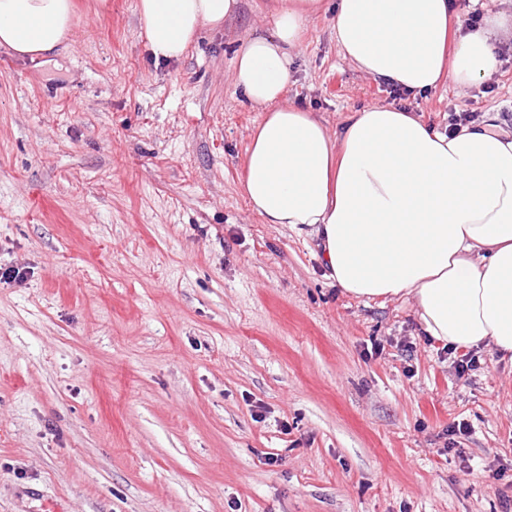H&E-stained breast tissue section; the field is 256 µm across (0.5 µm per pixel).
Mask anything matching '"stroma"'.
I'll return each mask as SVG.
<instances>
[{"mask_svg":"<svg viewBox=\"0 0 512 512\" xmlns=\"http://www.w3.org/2000/svg\"><path fill=\"white\" fill-rule=\"evenodd\" d=\"M73 2L51 55L0 47V266L27 271L0 284V512H512V363L459 376L410 302L343 294L243 194L264 112L235 49L269 0L170 62L138 0ZM323 2L285 99L329 134L373 105L512 129V39L488 78L400 94Z\"/></svg>","mask_w":512,"mask_h":512,"instance_id":"stroma-1","label":"stroma"}]
</instances>
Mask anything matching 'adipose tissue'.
<instances>
[{
	"label": "adipose tissue",
	"instance_id": "ef3b65f1",
	"mask_svg": "<svg viewBox=\"0 0 512 512\" xmlns=\"http://www.w3.org/2000/svg\"><path fill=\"white\" fill-rule=\"evenodd\" d=\"M239 0H139L155 59L180 58ZM322 0H276L270 31L235 52L234 81L268 113L247 148L241 184L268 224L316 241L327 279L356 299L411 301L423 335L512 358V135L497 113L443 133L411 112L374 105L337 136L283 98L289 52ZM451 0H337L342 57L373 79L420 93L497 69L512 16L486 13L450 33ZM72 0H0V46L33 60L67 42Z\"/></svg>",
	"mask_w": 512,
	"mask_h": 512
}]
</instances>
